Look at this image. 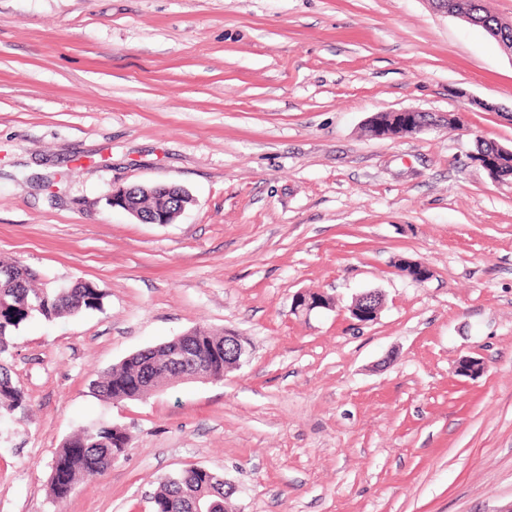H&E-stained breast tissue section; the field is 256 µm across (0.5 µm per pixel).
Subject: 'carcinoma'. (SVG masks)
<instances>
[{
    "label": "carcinoma",
    "mask_w": 512,
    "mask_h": 512,
    "mask_svg": "<svg viewBox=\"0 0 512 512\" xmlns=\"http://www.w3.org/2000/svg\"><path fill=\"white\" fill-rule=\"evenodd\" d=\"M452 10L470 19L490 35H501L512 47V26H500L484 0H450ZM181 190L168 184L157 189L140 190L136 195L143 209L169 211ZM104 293L91 282H76L67 287H48L38 283L36 273L19 261L0 262V355L7 352L12 333L38 316L51 321L66 315H78L103 306ZM178 347L213 357V381L224 380V333L199 326L155 347L138 351L122 363L108 369L93 383L96 395L107 403L142 401L168 382L181 378L167 364L168 354ZM27 407L24 392L13 382L11 368L0 360V414H12ZM126 428L118 425H90L65 439L51 467L50 493L57 501L67 499L82 481L97 478L125 456L129 445ZM236 490L224 483V477L198 465H189L160 483L152 496V512H197L213 505L216 512H234Z\"/></svg>",
    "instance_id": "carcinoma-1"
}]
</instances>
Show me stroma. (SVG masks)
<instances>
[{"instance_id":"35a3bbf8","label":"stroma","mask_w":512,"mask_h":512,"mask_svg":"<svg viewBox=\"0 0 512 512\" xmlns=\"http://www.w3.org/2000/svg\"><path fill=\"white\" fill-rule=\"evenodd\" d=\"M402 109L460 125L366 132ZM482 140L512 148V56L427 0H0V259L107 294L11 340L28 410L0 417V512H151L190 464L237 486L236 512H505L512 179L472 161ZM143 183L194 203L171 224L107 206ZM301 292L334 305L295 314ZM198 326L245 336L249 362L94 394ZM91 424L127 428V453L56 501L52 460ZM381 306L382 296L378 291H365L356 296L349 312L352 319L365 324L377 319Z\"/></svg>"}]
</instances>
